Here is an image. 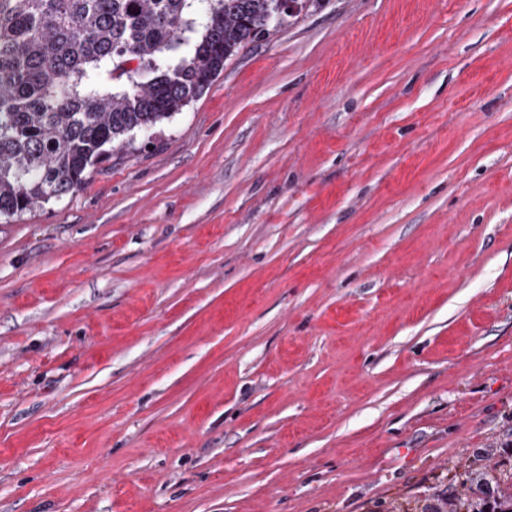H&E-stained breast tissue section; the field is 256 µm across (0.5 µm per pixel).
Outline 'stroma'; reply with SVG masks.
Here are the masks:
<instances>
[{
  "instance_id": "obj_1",
  "label": "stroma",
  "mask_w": 512,
  "mask_h": 512,
  "mask_svg": "<svg viewBox=\"0 0 512 512\" xmlns=\"http://www.w3.org/2000/svg\"><path fill=\"white\" fill-rule=\"evenodd\" d=\"M478 459L512 461V0H314L0 217V512H399Z\"/></svg>"
}]
</instances>
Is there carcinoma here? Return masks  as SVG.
I'll return each mask as SVG.
<instances>
[{
    "instance_id": "cac0c4a2",
    "label": "carcinoma",
    "mask_w": 512,
    "mask_h": 512,
    "mask_svg": "<svg viewBox=\"0 0 512 512\" xmlns=\"http://www.w3.org/2000/svg\"><path fill=\"white\" fill-rule=\"evenodd\" d=\"M189 0H0V217L79 189L121 138L202 95L240 49L289 15L279 0H213L194 55L161 69L189 30ZM112 65L122 91L88 72ZM472 497L405 512H512V468L471 472Z\"/></svg>"
}]
</instances>
